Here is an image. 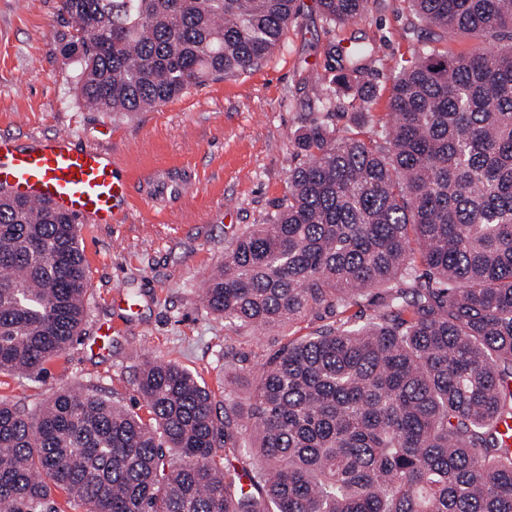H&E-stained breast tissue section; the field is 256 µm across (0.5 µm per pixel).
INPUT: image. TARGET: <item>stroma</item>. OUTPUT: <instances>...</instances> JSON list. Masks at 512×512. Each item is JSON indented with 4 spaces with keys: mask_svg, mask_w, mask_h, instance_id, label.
Segmentation results:
<instances>
[{
    "mask_svg": "<svg viewBox=\"0 0 512 512\" xmlns=\"http://www.w3.org/2000/svg\"><path fill=\"white\" fill-rule=\"evenodd\" d=\"M303 3L258 67L115 118L88 111L74 94L77 70L57 39L66 29L60 0H0V135L23 142L67 134L107 149L136 187L141 173L161 166L187 176L181 191L167 193L164 210L137 205L124 223L81 228L88 278L81 334L42 376L0 373V399L33 412L55 392L83 390L137 410L140 363L152 357L188 370L220 405L225 336L235 335L233 368L250 380L274 350L328 323L319 312L236 334L207 313L203 289L225 250L287 198L289 172L301 160L295 141L314 120H327L340 137L371 136L352 108L326 102L341 51L374 45L370 111L383 120L402 60L434 45L439 31L422 23L407 35V0H375L362 17L336 25L313 0ZM104 326L112 329L105 339Z\"/></svg>",
    "mask_w": 512,
    "mask_h": 512,
    "instance_id": "obj_1",
    "label": "stroma"
}]
</instances>
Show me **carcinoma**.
<instances>
[{"instance_id": "1", "label": "carcinoma", "mask_w": 512, "mask_h": 512, "mask_svg": "<svg viewBox=\"0 0 512 512\" xmlns=\"http://www.w3.org/2000/svg\"><path fill=\"white\" fill-rule=\"evenodd\" d=\"M446 33L394 78L381 140L324 122L298 139L288 197L204 290L238 328L333 321L224 375V413L172 362L143 360L149 415L91 392L35 413L0 400V507L58 512H512V0H409ZM348 23L370 0H316ZM299 0H61L78 93L131 116L279 46ZM373 49L330 81L365 110ZM424 275H416L415 262ZM77 218L0 198V372L37 376L78 335L87 293ZM367 303L370 318L349 311ZM244 426L254 442L237 446ZM233 454L241 467L224 463Z\"/></svg>"}]
</instances>
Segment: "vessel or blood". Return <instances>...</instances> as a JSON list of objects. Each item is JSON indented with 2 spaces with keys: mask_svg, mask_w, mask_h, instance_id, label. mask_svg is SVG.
I'll list each match as a JSON object with an SVG mask.
<instances>
[{
  "mask_svg": "<svg viewBox=\"0 0 512 512\" xmlns=\"http://www.w3.org/2000/svg\"><path fill=\"white\" fill-rule=\"evenodd\" d=\"M0 189L73 215L85 224L120 223L129 201L117 160L67 135L0 137Z\"/></svg>",
  "mask_w": 512,
  "mask_h": 512,
  "instance_id": "1",
  "label": "vessel or blood"
}]
</instances>
